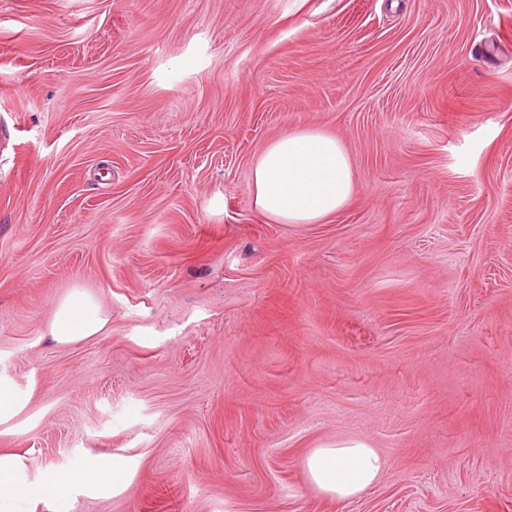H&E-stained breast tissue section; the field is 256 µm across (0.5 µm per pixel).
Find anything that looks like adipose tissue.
Listing matches in <instances>:
<instances>
[{"mask_svg": "<svg viewBox=\"0 0 512 512\" xmlns=\"http://www.w3.org/2000/svg\"><path fill=\"white\" fill-rule=\"evenodd\" d=\"M249 190L254 208L278 224H316L352 201L356 177L351 158L336 137L316 128L290 130L268 143L255 159ZM108 319L81 288L54 308L48 333L61 344L99 334ZM386 459L362 438L320 444L303 461L307 484L314 492L348 502L363 496L380 479ZM123 460L86 455L73 468H48L29 480L22 456L0 452V506L23 498L28 503L62 500L82 490L111 500L128 480Z\"/></svg>", "mask_w": 512, "mask_h": 512, "instance_id": "adipose-tissue-1", "label": "adipose tissue"}]
</instances>
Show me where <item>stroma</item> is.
<instances>
[{
    "mask_svg": "<svg viewBox=\"0 0 512 512\" xmlns=\"http://www.w3.org/2000/svg\"><path fill=\"white\" fill-rule=\"evenodd\" d=\"M297 127L355 170L318 224L249 192ZM0 380L29 479L132 471L12 512H512V0H0ZM347 437L387 467L339 504ZM107 323L96 301L75 287L55 306L48 333L56 342L67 344L99 334ZM23 407V400L16 391L5 384H0V419H8ZM386 459L363 438L320 444L302 463L314 492L348 502L363 496L380 479Z\"/></svg>",
    "mask_w": 512,
    "mask_h": 512,
    "instance_id": "stroma-1",
    "label": "stroma"
}]
</instances>
